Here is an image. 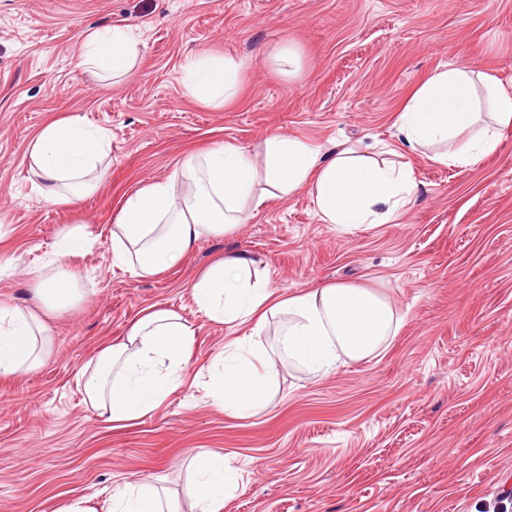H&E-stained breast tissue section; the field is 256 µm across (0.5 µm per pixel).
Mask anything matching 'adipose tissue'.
I'll use <instances>...</instances> for the list:
<instances>
[{"label": "adipose tissue", "mask_w": 512, "mask_h": 512, "mask_svg": "<svg viewBox=\"0 0 512 512\" xmlns=\"http://www.w3.org/2000/svg\"><path fill=\"white\" fill-rule=\"evenodd\" d=\"M136 49L122 28L94 32L80 64L88 71L122 74L134 64ZM238 64L200 53L185 67L187 95L220 105L234 94ZM410 149L430 147L441 165L466 168L496 153L512 128V89L465 64L433 72L414 91L396 121ZM106 135L76 117L45 123L28 147L37 188L56 204H72L97 190L106 177ZM281 194L314 195L327 224H382L408 208L416 183L404 166L378 163L356 146L333 142L316 146L298 136L274 134L260 157L227 144L193 155L170 176L125 195L111 229L112 260L141 279L177 267L205 236L231 233L265 202L259 184ZM87 234L74 227L37 271L31 310L0 304V376L43 365L51 357L49 317L76 307L83 292L62 261L83 247ZM200 314L242 329L213 359L211 395L236 418L263 412L277 393L276 361L288 358L317 377L338 365L368 359L397 334L402 318L381 292L362 285L326 283L297 293L278 291L268 269L243 252H232L200 270L190 285ZM288 321L275 345L260 334L270 316ZM196 331L176 310L153 305L135 318L124 336L100 346L80 372L88 405L121 427L147 416L182 386ZM189 512H223L237 474L223 455L190 458ZM110 512H180L164 500L157 480L132 477L113 486Z\"/></svg>", "instance_id": "1"}]
</instances>
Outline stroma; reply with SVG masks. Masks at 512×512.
<instances>
[{
    "label": "stroma",
    "mask_w": 512,
    "mask_h": 512,
    "mask_svg": "<svg viewBox=\"0 0 512 512\" xmlns=\"http://www.w3.org/2000/svg\"><path fill=\"white\" fill-rule=\"evenodd\" d=\"M119 26L137 43L123 77L79 64L86 39ZM292 47L297 71L277 52ZM241 64L214 108L181 82L199 52ZM466 63L512 86V0H0V302L34 308L35 271L80 225L91 247L66 257L85 299L49 321L42 366L0 377V512H106L113 483L151 475L187 512L188 460L211 451L236 468L224 512H512V130L466 169L398 137L420 82ZM80 117L109 137L105 183L73 205L44 199L28 146L47 121ZM272 134L315 144H387L409 162L413 204L395 220L323 223L312 194L270 195L232 234L204 237L152 280L112 263L124 195L224 144L260 156ZM243 250L294 292L322 283L377 289L403 324L381 353L311 378L282 362L261 415L233 419L207 368L229 326L198 314L189 286ZM196 329L183 386L115 428L84 400L80 371L145 308Z\"/></svg>",
    "instance_id": "stroma-1"
}]
</instances>
